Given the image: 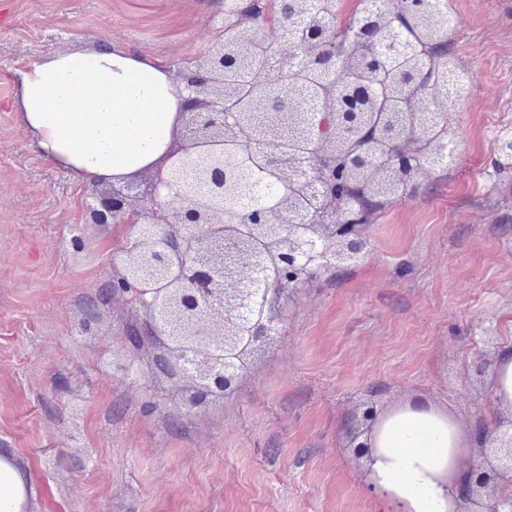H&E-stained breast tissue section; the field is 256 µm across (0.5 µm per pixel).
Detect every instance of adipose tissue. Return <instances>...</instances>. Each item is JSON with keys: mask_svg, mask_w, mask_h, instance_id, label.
<instances>
[{"mask_svg": "<svg viewBox=\"0 0 512 512\" xmlns=\"http://www.w3.org/2000/svg\"><path fill=\"white\" fill-rule=\"evenodd\" d=\"M15 106L43 158L92 186L166 171L180 128L181 90L160 61L119 43L49 53L17 69ZM97 106L85 111L83 101ZM490 411L512 414V346L498 355ZM468 444L463 424L435 406L403 403L376 426L366 480L405 512H455L444 485ZM41 490L12 448H0V512H30Z\"/></svg>", "mask_w": 512, "mask_h": 512, "instance_id": "adipose-tissue-1", "label": "adipose tissue"}]
</instances>
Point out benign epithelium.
Masks as SVG:
<instances>
[{"instance_id":"obj_1","label":"benign epithelium","mask_w":512,"mask_h":512,"mask_svg":"<svg viewBox=\"0 0 512 512\" xmlns=\"http://www.w3.org/2000/svg\"><path fill=\"white\" fill-rule=\"evenodd\" d=\"M269 10L285 32L310 17L309 0H271ZM359 10L379 19L375 36L364 41L371 52L394 30L392 16L372 8L370 0L345 6L347 13ZM269 16L242 11L238 26L219 28L205 52L168 64L188 91L180 110L181 143L170 168L163 176L147 175L121 186L97 185L84 205L89 223L122 224L126 241L135 242L113 251L112 277L97 289L98 303L117 301L134 315L119 349L101 350L99 368L110 378L131 382L154 381L161 373L180 397L186 416L236 393L252 359L280 334L295 295L325 276L344 274L371 253L366 225L358 220L372 186L355 193L346 177L352 161L338 153L336 142L323 139L310 156L288 162L282 159L276 134L260 146L278 168L280 181L299 183L308 199L321 204L320 210L311 212L301 201L282 197L262 220L269 251L249 259L237 257L238 241L225 234L224 195L234 188L224 185V139L237 134L240 120L239 113L224 111L233 88L224 84L214 62L224 58V48L261 37ZM325 49L321 38L296 46L286 39L278 62H267L263 69L279 67L292 57L306 62L322 58ZM269 97L279 98L281 110H288V97L268 89L254 97L251 109H264ZM456 140L454 136L446 145H433L426 154L395 149L378 174L390 182L391 193H412L433 169L422 157L451 152ZM173 196L188 204L172 209ZM278 256L287 262L288 277L272 280L267 259ZM256 305L263 317L250 330V348L235 361L224 359V348L236 345L237 329ZM99 319L93 303L80 321L81 334L95 335ZM485 333L486 350L474 363L480 378L495 373L502 349L493 329ZM387 390L382 382L371 384L366 398L349 413L348 447L361 468L381 416L376 400ZM467 433L474 452L464 455L451 479L462 512H512V417L492 422L479 415Z\"/></svg>"}]
</instances>
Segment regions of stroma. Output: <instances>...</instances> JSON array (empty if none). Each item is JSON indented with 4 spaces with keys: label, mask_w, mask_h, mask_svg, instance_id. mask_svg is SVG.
Instances as JSON below:
<instances>
[{
    "label": "stroma",
    "mask_w": 512,
    "mask_h": 512,
    "mask_svg": "<svg viewBox=\"0 0 512 512\" xmlns=\"http://www.w3.org/2000/svg\"><path fill=\"white\" fill-rule=\"evenodd\" d=\"M448 10L470 92L446 178L371 225L363 264L300 294L233 396L175 427L169 383L146 390L97 367L125 309L101 308L97 335L79 334L124 231L82 223L87 188L39 156L15 71L105 40L175 61L203 52L223 16L209 0H0V447L45 490L35 512H387L347 448L367 387L465 423L485 413L487 383L459 379L482 326L512 340V170L494 168L512 127V0ZM75 234L83 252L63 245Z\"/></svg>",
    "instance_id": "stroma-1"
}]
</instances>
